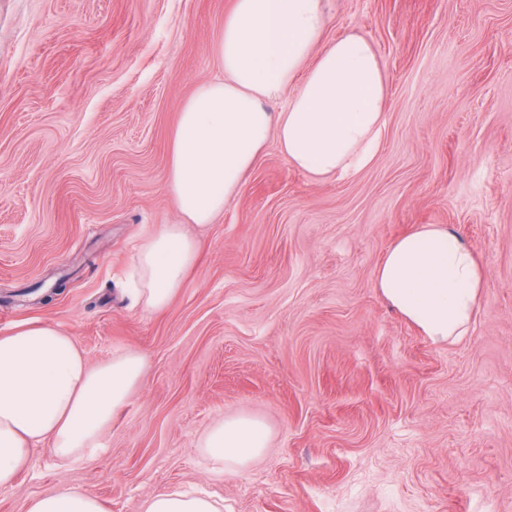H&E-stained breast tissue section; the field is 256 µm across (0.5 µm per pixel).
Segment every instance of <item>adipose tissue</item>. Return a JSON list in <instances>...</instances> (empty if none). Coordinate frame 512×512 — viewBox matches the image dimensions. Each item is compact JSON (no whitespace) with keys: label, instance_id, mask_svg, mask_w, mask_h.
<instances>
[{"label":"adipose tissue","instance_id":"1","mask_svg":"<svg viewBox=\"0 0 512 512\" xmlns=\"http://www.w3.org/2000/svg\"><path fill=\"white\" fill-rule=\"evenodd\" d=\"M326 0H234L216 47L224 77L199 85L175 130L169 189L186 218L143 239L130 293L142 311L165 309L195 264L200 243L188 224H211L236 197L269 141L289 165L323 180L372 164L388 110V76L374 45L357 34L328 41ZM284 100L279 111L270 102ZM486 277L464 236L424 224L398 238L377 267L385 301L436 344L467 335ZM147 368L136 350L93 364L53 324L25 321L0 336V487L14 485L34 445L67 460L102 446L113 416ZM260 419L235 414L203 446L227 472L267 448ZM27 512H105L94 495L60 488L29 500ZM143 512H220L210 497L148 496Z\"/></svg>","mask_w":512,"mask_h":512}]
</instances>
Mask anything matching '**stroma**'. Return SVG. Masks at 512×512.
<instances>
[{
  "label": "stroma",
  "mask_w": 512,
  "mask_h": 512,
  "mask_svg": "<svg viewBox=\"0 0 512 512\" xmlns=\"http://www.w3.org/2000/svg\"><path fill=\"white\" fill-rule=\"evenodd\" d=\"M233 0H0V335L40 320L90 362L134 349L139 390L104 447L35 448L0 512L67 486L107 512L201 487L223 512H512V0H329L326 40L388 73L374 162L316 181L269 143L169 306L125 293L141 240L184 218L172 136L221 77ZM420 224L458 229L487 277L467 336L436 344L374 286ZM64 291L7 304L35 283ZM270 430L236 473L200 441Z\"/></svg>",
  "instance_id": "obj_1"
}]
</instances>
